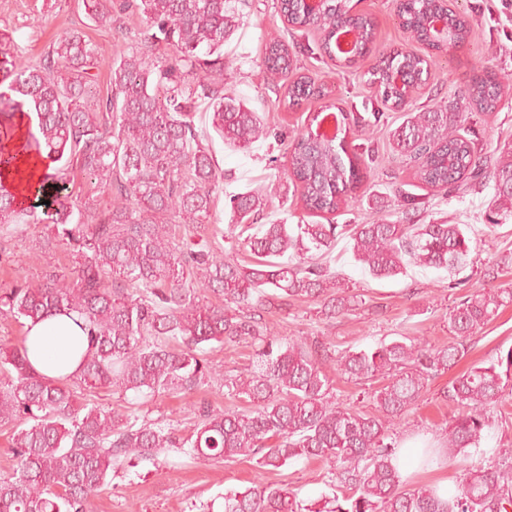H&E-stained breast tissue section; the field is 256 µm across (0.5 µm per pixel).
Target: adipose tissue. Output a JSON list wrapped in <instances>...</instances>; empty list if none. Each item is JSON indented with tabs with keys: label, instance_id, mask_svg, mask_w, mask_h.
I'll list each match as a JSON object with an SVG mask.
<instances>
[{
	"label": "adipose tissue",
	"instance_id": "obj_1",
	"mask_svg": "<svg viewBox=\"0 0 512 512\" xmlns=\"http://www.w3.org/2000/svg\"><path fill=\"white\" fill-rule=\"evenodd\" d=\"M26 347L38 372L58 378L79 372L90 342L68 316L53 314L28 324Z\"/></svg>",
	"mask_w": 512,
	"mask_h": 512
}]
</instances>
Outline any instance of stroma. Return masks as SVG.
Segmentation results:
<instances>
[{"label": "stroma", "mask_w": 512, "mask_h": 512, "mask_svg": "<svg viewBox=\"0 0 512 512\" xmlns=\"http://www.w3.org/2000/svg\"><path fill=\"white\" fill-rule=\"evenodd\" d=\"M357 11L370 14L375 22L371 51L359 70L337 73L332 61L316 58L314 52L322 34L317 29L286 30L276 8V0H236L239 27L224 47L230 60L224 71V91L245 100L270 127L266 139L248 151H234L213 137L215 157L224 171L225 194L254 192L272 197L279 207L273 219L300 223L306 213L291 182L282 176L288 163L287 145L294 129L307 127L320 104L311 102L295 111L280 106L284 90L262 69L267 39L279 37L294 46L300 66L318 81L334 84L341 105L357 115L369 116L374 91L363 77L381 55L396 49L425 53L426 48L400 28L393 0H351ZM461 9L476 19L470 41L452 59L432 66L429 77L416 94L424 108L437 109L455 99L454 93L481 72L489 70L512 84V0H458ZM122 28L95 26L84 11L82 0H0V32L13 36L24 59L35 61L48 51L59 34L78 29L96 46L104 58H111L118 44L137 39L144 27L139 16L126 15ZM405 120L404 113L389 112L378 125L354 126L348 140L369 143L374 158H362L361 165L372 177L359 201L340 210L337 224H362L372 216L399 223L411 219L415 224H470L476 241L471 245L468 265L456 272L408 266L406 275L376 279L352 257L348 240H339L331 255L330 267L363 301L353 314L326 321L316 303L289 308L270 316L269 325L281 336H322L337 348H365L384 338L415 336L433 345L451 341L448 312L471 291L487 287L485 266L502 260L500 282H512V219L487 229L486 209L492 188L466 195L447 194L413 186V167L392 155L389 133ZM463 133L477 140L488 156H496L499 143L512 140V105L503 104L499 112L472 114L463 123ZM407 185L409 196L400 199L397 189ZM46 228L41 224L0 226V287L12 284L16 275L35 280L45 272L71 275L73 251L63 242L45 244ZM512 348V304L502 307L498 316L472 336L465 357L451 371L427 386L416 409L398 425L391 436L398 446L443 447L448 425L456 415L455 404L443 393L453 376L474 365L496 358ZM208 400L229 405L218 387H203L189 395L160 396L156 401L138 403L139 415L173 424L180 436L194 428V404ZM489 426L480 449L484 459H495L512 450V396L503 406L487 410ZM463 476L460 465L448 463L435 454L422 467L405 474L407 488L448 482L456 486ZM287 483L299 499L310 501L326 493L325 469L321 461L299 458L279 471L259 473L254 460L239 457L229 462L193 463L182 454L169 451L153 460L139 461L136 467L114 470L110 485L93 499L92 512H189L194 503L220 499L226 490H242L252 482Z\"/></svg>", "instance_id": "obj_1"}]
</instances>
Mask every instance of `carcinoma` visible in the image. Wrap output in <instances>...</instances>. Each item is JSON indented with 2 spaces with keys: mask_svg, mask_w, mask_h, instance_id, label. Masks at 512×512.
I'll list each match as a JSON object with an SVG mask.
<instances>
[{
  "mask_svg": "<svg viewBox=\"0 0 512 512\" xmlns=\"http://www.w3.org/2000/svg\"><path fill=\"white\" fill-rule=\"evenodd\" d=\"M231 0H83L90 19L112 27L117 17L138 13L141 37L122 44L107 64L78 29L63 32L36 62H24L12 38L0 35V129L27 119L22 150L55 164L42 192L50 204L41 214L20 209L15 194L0 184V224L31 218L47 225V240L76 248L73 279L50 272L32 285L23 276L0 291V315L35 322L51 313L77 316L90 332L93 352L80 381L114 394L153 398L203 386L227 389L247 404L194 406L197 422L187 439L168 424L130 414L120 417L97 402L74 407L75 379L48 377L31 365L25 341L0 352V426L13 430L16 466L0 480V512H88L109 485L112 469L177 449L196 462L252 458L266 471H280L295 457L318 459L332 490L329 512H508L512 507V462L507 458L470 465L456 488L442 496L435 486L407 489L394 464L392 428L420 400L427 382L452 369L467 353V340L512 303V287L500 285L465 296L448 314L453 340L436 346L410 336L372 349L339 350L318 336L274 335L265 319L297 302L320 303L327 318L362 304L343 296L323 259L347 237L356 262L377 279L393 278L406 266L458 271L471 251L467 224H285L261 222L273 204L250 192L231 196L229 224L239 230L253 259L240 263L224 249L214 225L216 196L224 171L215 162L196 112L208 114L224 145L248 150L268 126L245 103L224 94V45L238 27ZM400 26L428 54L401 52L367 70L383 106L409 105L390 83L388 71L403 70L415 94L429 75L432 58L446 56L471 35L469 15L445 8L444 0H396ZM329 15L308 16L296 0H280L288 24L326 32L320 55L341 68L365 56L361 45L342 51L336 28L362 31L370 16L351 12L350 0H331ZM446 21L450 37H436L433 24ZM170 56L159 61L158 45ZM264 65L285 85L282 106L293 109L312 98H336V87L297 71L295 53L276 37L265 46ZM108 67L109 86L97 90V71ZM509 85L494 73L457 91L461 112H409L392 132V149L414 163L413 179L427 188L467 190L493 182L488 226L512 214V144L496 160L481 154L458 123L466 113L499 111ZM346 132L350 113L330 105ZM359 154L334 141L295 134L287 176L300 189L303 208L325 220L355 200L367 174ZM78 172L112 194L110 206L94 212V223L74 215L70 175ZM209 233L198 248L180 245L176 229ZM220 302L206 300L205 293ZM245 342L255 348L252 368L225 377L207 358L212 343ZM351 381L384 379L375 411L336 404L326 366ZM512 386V349L487 366H474L449 382L446 397L459 409L448 427V460L468 459L489 426L487 407ZM295 494L278 484H258L224 493L220 512H303Z\"/></svg>",
  "mask_w": 512,
  "mask_h": 512,
  "instance_id": "cac0c4a2",
  "label": "carcinoma"
}]
</instances>
